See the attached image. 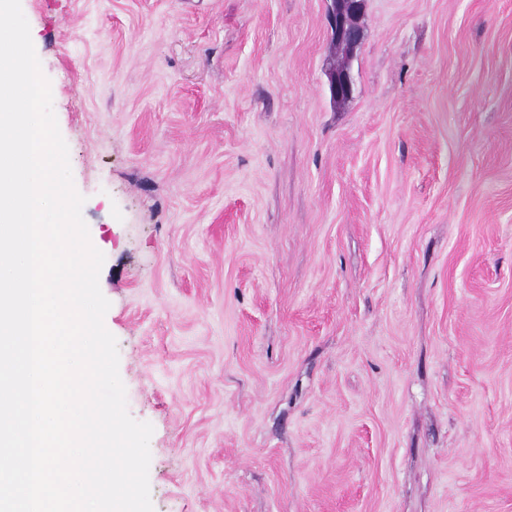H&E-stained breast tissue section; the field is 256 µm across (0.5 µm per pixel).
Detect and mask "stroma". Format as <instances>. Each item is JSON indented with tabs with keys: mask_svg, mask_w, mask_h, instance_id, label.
Returning a JSON list of instances; mask_svg holds the SVG:
<instances>
[{
	"mask_svg": "<svg viewBox=\"0 0 512 512\" xmlns=\"http://www.w3.org/2000/svg\"><path fill=\"white\" fill-rule=\"evenodd\" d=\"M154 512H512V0H21ZM328 18L333 42L349 50L362 37L361 17L365 0H327ZM330 89L332 97L337 101H346L351 98L353 82L348 63L331 71Z\"/></svg>",
	"mask_w": 512,
	"mask_h": 512,
	"instance_id": "1",
	"label": "stroma"
}]
</instances>
